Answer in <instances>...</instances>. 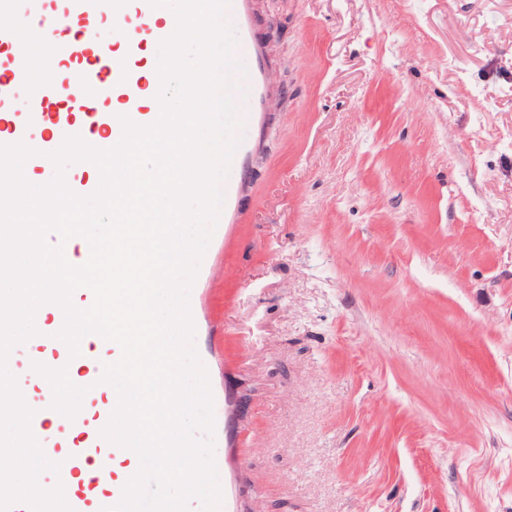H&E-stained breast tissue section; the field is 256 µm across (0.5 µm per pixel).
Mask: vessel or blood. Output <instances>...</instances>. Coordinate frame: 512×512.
Returning <instances> with one entry per match:
<instances>
[{
    "instance_id": "vessel-or-blood-1",
    "label": "vessel or blood",
    "mask_w": 512,
    "mask_h": 512,
    "mask_svg": "<svg viewBox=\"0 0 512 512\" xmlns=\"http://www.w3.org/2000/svg\"><path fill=\"white\" fill-rule=\"evenodd\" d=\"M92 11L90 0H61L47 10L44 0H29L24 17H0V48H9L0 63V146L25 144L33 151L26 165L46 169L49 155L63 139L99 131L111 135L121 129L123 119L146 126L160 116V107H147L149 83L141 68L147 44L170 38L177 25L165 6L150 0H112V27L119 34L111 54L97 50L85 30L68 31L64 18L86 21ZM229 17L237 37V54L248 70L244 102L242 140L231 160L224 184V204L211 236L212 242L228 239L238 221L239 208L249 190L250 160L262 150L267 118L280 93L273 70L271 34L258 30L257 0H231ZM59 27L52 41L56 58L76 60L70 69L67 96H60L53 82L37 80L35 67L24 46L34 28L50 21ZM27 95L21 111L12 104L19 90ZM111 94L118 109L100 112L91 105L92 93ZM47 320L39 332L15 345L6 360L7 369L38 377L39 391L25 394L32 409L30 430L45 456L59 466L58 472H44L38 485L49 491L62 486L73 512H108L118 505L130 477L140 470L133 450L103 437L118 405V394L106 389L101 377L103 365L117 352V344L90 333L80 341L79 355H71L58 337L65 314L58 304H49ZM214 404V463L224 474L220 512H239L237 473L241 464L238 448L226 425L231 415V396L224 385L211 384Z\"/></svg>"
}]
</instances>
